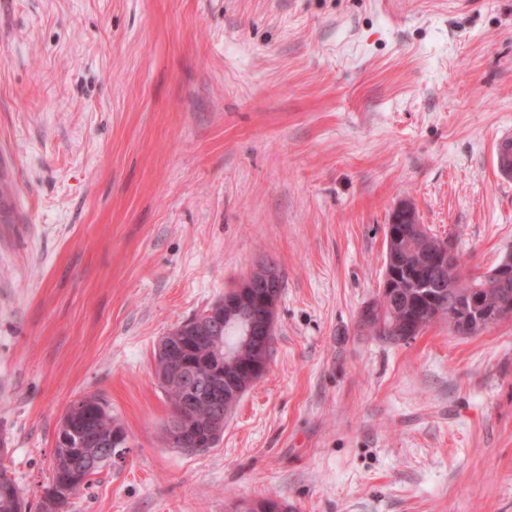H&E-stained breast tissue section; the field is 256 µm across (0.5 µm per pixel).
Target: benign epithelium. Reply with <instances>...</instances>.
I'll list each match as a JSON object with an SVG mask.
<instances>
[{
  "label": "benign epithelium",
  "mask_w": 512,
  "mask_h": 512,
  "mask_svg": "<svg viewBox=\"0 0 512 512\" xmlns=\"http://www.w3.org/2000/svg\"><path fill=\"white\" fill-rule=\"evenodd\" d=\"M418 248L427 254V263L442 265H461V260L452 244L431 236L423 224L413 225L406 235L398 232L394 225L386 226V249L391 256L394 267L387 268L382 283V296L393 300L397 288L401 287L400 271L395 268L398 257L408 248ZM489 281L501 288L512 287V256L505 258L497 267L473 272L463 280L472 282ZM277 283L272 266L263 263L257 265L241 284L230 289L224 298L214 304L208 311L197 315L191 320V326L181 322L170 328L160 337L157 344V354L164 359V370L160 380L187 382L189 377L203 368L214 375L209 385L208 400L211 413L205 430L193 432L186 425L187 417L193 413L196 400L188 395L171 410V415L165 427L166 444L172 448H210L213 442L224 432L228 419L229 408L237 401L241 390L237 388L238 375L225 370V364L233 360H224V352L214 350V355L197 363L180 351L181 340L192 334L196 337H208L210 333L222 325L234 324L243 328L241 350L253 356L254 375L265 373L268 364V336L275 328ZM479 300L473 299L470 309H463L454 315L453 325L467 330L472 326L479 328L498 322L502 318L512 317V303L505 300L501 303L504 310L493 319H482L476 311ZM82 446L98 448V455L112 459V438H104L96 430L88 427L83 434Z\"/></svg>",
  "instance_id": "obj_1"
}]
</instances>
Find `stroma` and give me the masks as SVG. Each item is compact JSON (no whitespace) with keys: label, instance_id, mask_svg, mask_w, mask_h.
Here are the masks:
<instances>
[{"label":"stroma","instance_id":"stroma-1","mask_svg":"<svg viewBox=\"0 0 512 512\" xmlns=\"http://www.w3.org/2000/svg\"><path fill=\"white\" fill-rule=\"evenodd\" d=\"M512 0H0V444L28 504L62 412L127 433L66 512H512V320L363 325L403 204L464 273L512 251ZM268 370L168 447L160 336L254 264Z\"/></svg>","mask_w":512,"mask_h":512}]
</instances>
